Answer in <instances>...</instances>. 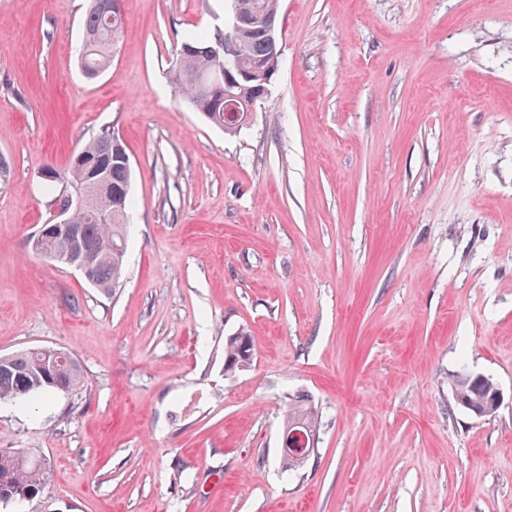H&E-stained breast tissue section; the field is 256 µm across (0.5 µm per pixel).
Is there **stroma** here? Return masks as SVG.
Segmentation results:
<instances>
[{
    "label": "stroma",
    "mask_w": 512,
    "mask_h": 512,
    "mask_svg": "<svg viewBox=\"0 0 512 512\" xmlns=\"http://www.w3.org/2000/svg\"><path fill=\"white\" fill-rule=\"evenodd\" d=\"M84 0H0V355L84 385L0 403L44 463L0 512H512V0H280L265 98L227 135L168 72L230 0H123L93 81ZM133 207L107 295L33 249L42 178L104 126ZM255 359L224 373V339ZM493 376L498 411L452 398ZM320 428L282 471L289 398ZM498 385L493 377L485 374H473L467 371L452 376L451 389L454 403L459 408L474 414L469 406L480 407V417L492 416L498 410L493 401Z\"/></svg>",
    "instance_id": "35a3bbf8"
}]
</instances>
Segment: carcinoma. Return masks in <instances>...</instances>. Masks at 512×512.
<instances>
[{
	"label": "carcinoma",
	"instance_id": "cac0c4a2",
	"mask_svg": "<svg viewBox=\"0 0 512 512\" xmlns=\"http://www.w3.org/2000/svg\"><path fill=\"white\" fill-rule=\"evenodd\" d=\"M112 2L89 0L82 19L80 64L84 76L90 80L97 78L111 62L124 26V15L112 11ZM220 38L221 33L216 31L203 39L182 43L169 77L192 110L204 115L225 133L232 134L242 127L248 113L241 111L230 119L226 109L231 103L240 106L248 102L254 83H242L230 89L232 97L229 98L224 92V71L261 66L269 47L264 36L256 32L240 43L236 54L217 61L209 55L208 48ZM125 153V144L121 139L113 138V130L107 126L76 151L83 157V162H71L65 170L58 172L61 183L87 189L94 166L107 164L112 182V223L104 224L82 210L71 213V223L80 228L79 245L93 258L89 284L105 294L113 293L120 286L126 253L125 229L131 207L132 169L121 160ZM254 355L251 337L245 330L225 337L224 375L232 376L249 367ZM44 359L43 347L0 355V402L26 404L53 390L75 392L83 386L84 374L78 361L63 364L55 380L49 382L42 373ZM451 389L455 405L467 412L475 406L482 409V416L487 417L498 410L493 401L497 382L489 375L459 372L452 376ZM295 430L307 439V447H315L317 413L310 400L303 396L288 402L281 436ZM306 461L307 458L290 450L281 451L280 464L284 471H294ZM46 478V469L37 459L0 449V502L37 495Z\"/></svg>",
	"mask_w": 512,
	"mask_h": 512
}]
</instances>
